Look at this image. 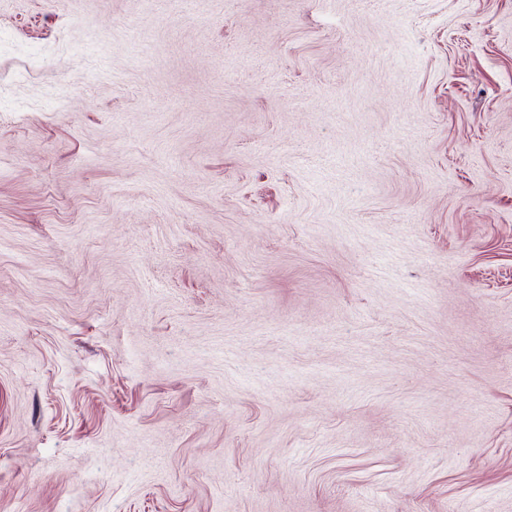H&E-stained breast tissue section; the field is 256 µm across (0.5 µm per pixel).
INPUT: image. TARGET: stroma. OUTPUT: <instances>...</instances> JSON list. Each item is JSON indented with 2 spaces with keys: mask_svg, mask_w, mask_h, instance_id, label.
<instances>
[{
  "mask_svg": "<svg viewBox=\"0 0 512 512\" xmlns=\"http://www.w3.org/2000/svg\"><path fill=\"white\" fill-rule=\"evenodd\" d=\"M0 512H512V0H0Z\"/></svg>",
  "mask_w": 512,
  "mask_h": 512,
  "instance_id": "35a3bbf8",
  "label": "stroma"
}]
</instances>
